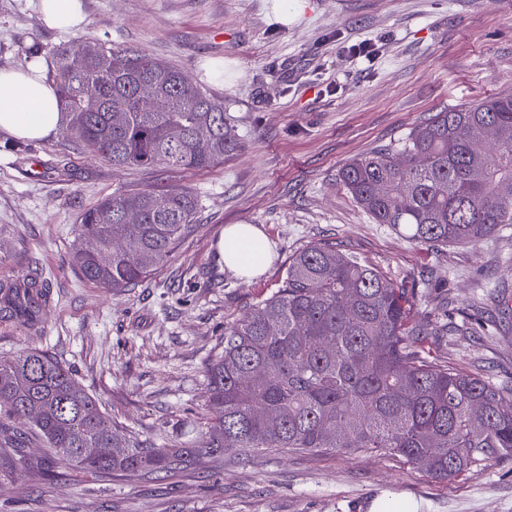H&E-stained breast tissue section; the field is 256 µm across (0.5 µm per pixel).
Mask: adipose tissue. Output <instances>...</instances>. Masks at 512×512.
I'll use <instances>...</instances> for the list:
<instances>
[{"instance_id":"adipose-tissue-1","label":"adipose tissue","mask_w":512,"mask_h":512,"mask_svg":"<svg viewBox=\"0 0 512 512\" xmlns=\"http://www.w3.org/2000/svg\"><path fill=\"white\" fill-rule=\"evenodd\" d=\"M62 122L55 84L41 68L0 70V131L22 140H41L54 134ZM260 230L251 224L224 229L218 261L238 276L253 278L265 268L256 245Z\"/></svg>"}]
</instances>
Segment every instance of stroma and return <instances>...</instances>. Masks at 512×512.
I'll return each instance as SVG.
<instances>
[{
  "label": "stroma",
  "instance_id": "stroma-1",
  "mask_svg": "<svg viewBox=\"0 0 512 512\" xmlns=\"http://www.w3.org/2000/svg\"><path fill=\"white\" fill-rule=\"evenodd\" d=\"M85 20L46 27L37 0H0V68L51 70L81 38L177 67L222 100L242 138L200 170L115 166L55 133L0 132V279L34 273L49 301L35 323L0 318V355L48 351L123 432L165 447L200 437L205 370L224 329L281 287L288 259L329 242L410 291L414 317L447 322L428 338L450 369L512 385V224L476 246L433 247L373 223L338 179L350 160L398 147L437 112L512 95V0H83ZM371 44V60L350 45ZM192 191L197 229L170 260L119 291L70 263L81 214L114 191ZM253 224L272 261L245 280L217 262L226 225ZM0 448V512H368L402 499L418 512H512V460L450 480L385 451L225 450L158 474L67 471L23 439Z\"/></svg>",
  "mask_w": 512,
  "mask_h": 512
}]
</instances>
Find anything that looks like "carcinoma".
I'll return each instance as SVG.
<instances>
[{
	"label": "carcinoma",
	"mask_w": 512,
	"mask_h": 512,
	"mask_svg": "<svg viewBox=\"0 0 512 512\" xmlns=\"http://www.w3.org/2000/svg\"><path fill=\"white\" fill-rule=\"evenodd\" d=\"M150 80L158 109L137 93ZM65 135L117 166L196 170L242 146L224 102L145 54L76 40L55 57ZM101 98L87 112L83 100ZM484 143L495 146L487 155ZM339 178L376 224L413 241L476 246L512 224V95L438 112L396 152L352 160ZM197 197L160 188L115 191L86 210L72 263L82 278L129 288L170 258L195 228ZM136 212L139 224H125ZM38 276L0 280V316L42 310ZM409 293L329 242L288 259L282 287L224 329L206 370L211 416L198 443L157 448L120 433L73 371L28 349L0 356V415L20 419L66 467L86 473L170 472L225 440L244 454L385 450L451 479L512 458V387L448 369L425 352L448 325L416 321ZM484 409L479 419L473 406ZM121 448L115 456L109 449Z\"/></svg>",
	"instance_id": "1"
}]
</instances>
